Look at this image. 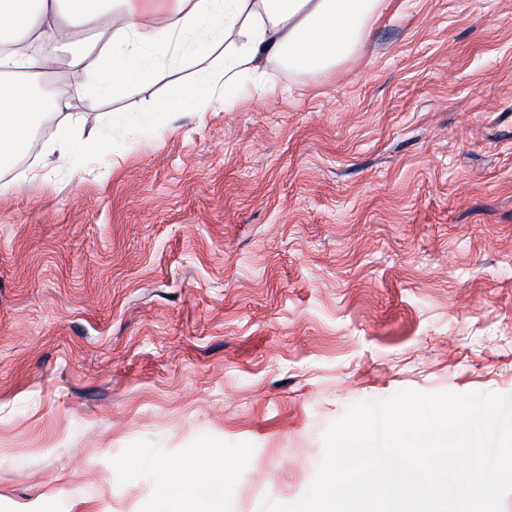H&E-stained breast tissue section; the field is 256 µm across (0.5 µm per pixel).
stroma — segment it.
<instances>
[{
    "instance_id": "stroma-1",
    "label": "stroma",
    "mask_w": 512,
    "mask_h": 512,
    "mask_svg": "<svg viewBox=\"0 0 512 512\" xmlns=\"http://www.w3.org/2000/svg\"><path fill=\"white\" fill-rule=\"evenodd\" d=\"M162 73L34 128L0 195V512H224L308 489L348 407L512 398V0H387L320 82L273 57L142 125ZM57 121L53 134V146L61 159H69L77 148H81V141L77 137L74 117L71 112L72 103L69 98H58L52 104ZM190 469L196 472L204 469L207 475L204 479L182 482L175 491L170 487H161L160 494L165 498L171 496L192 500L198 507L192 512H223L224 485L230 475L227 466H224L223 451L211 448L200 461L193 462Z\"/></svg>"
}]
</instances>
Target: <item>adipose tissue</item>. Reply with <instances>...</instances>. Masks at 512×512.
I'll return each instance as SVG.
<instances>
[{
    "instance_id": "ef3b65f1",
    "label": "adipose tissue",
    "mask_w": 512,
    "mask_h": 512,
    "mask_svg": "<svg viewBox=\"0 0 512 512\" xmlns=\"http://www.w3.org/2000/svg\"><path fill=\"white\" fill-rule=\"evenodd\" d=\"M386 0H0V40L13 43L0 56V159L24 155L34 119L44 103L30 85L55 62L81 74L74 99H57L53 146L71 158L81 142L73 100L95 110L105 96L125 95L134 80L155 73L154 51L192 59L223 47L201 82H170L150 110V120L170 112H205L227 102L242 74H259L276 56L289 68L320 81L350 58L366 39ZM93 24L84 49L71 46L75 27ZM192 470L202 479L161 488L162 496L192 500L196 512H224L230 472L222 450H208Z\"/></svg>"
}]
</instances>
